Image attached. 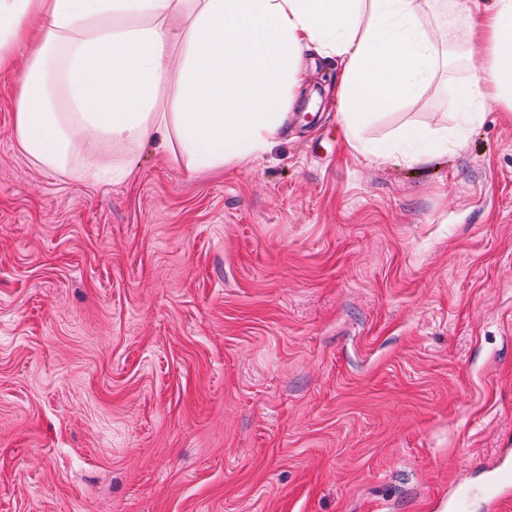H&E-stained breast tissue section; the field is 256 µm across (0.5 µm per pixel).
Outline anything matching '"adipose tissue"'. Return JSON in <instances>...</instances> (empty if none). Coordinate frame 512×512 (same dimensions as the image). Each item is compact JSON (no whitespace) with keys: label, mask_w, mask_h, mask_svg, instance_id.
<instances>
[{"label":"adipose tissue","mask_w":512,"mask_h":512,"mask_svg":"<svg viewBox=\"0 0 512 512\" xmlns=\"http://www.w3.org/2000/svg\"><path fill=\"white\" fill-rule=\"evenodd\" d=\"M431 0H0V70L30 50L13 130L42 167L71 166L80 145L156 142L194 171L248 164L284 136L303 54L336 60L346 142L427 87L439 57ZM481 62L459 84L453 133L415 141L419 162L462 147L486 105L512 109V0H451ZM171 88L169 109L159 92Z\"/></svg>","instance_id":"adipose-tissue-1"}]
</instances>
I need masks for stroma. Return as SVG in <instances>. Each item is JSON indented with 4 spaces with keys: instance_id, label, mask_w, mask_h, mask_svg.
<instances>
[{
    "instance_id": "35a3bbf8",
    "label": "stroma",
    "mask_w": 512,
    "mask_h": 512,
    "mask_svg": "<svg viewBox=\"0 0 512 512\" xmlns=\"http://www.w3.org/2000/svg\"><path fill=\"white\" fill-rule=\"evenodd\" d=\"M448 61L346 144L340 67L305 55L286 136L190 173L137 149L120 182L49 170L0 72V512H493L512 449V115L453 128ZM401 138L418 142V147L411 155L413 162L427 161L435 153H448V131L436 134L435 142H428L426 137L418 132L404 130L400 134ZM510 465L507 463L505 472L498 475L493 479L486 488L487 496L490 499V503L493 510L496 512H507L511 510V499L500 487L504 484H508L511 481V474L509 473Z\"/></svg>"
}]
</instances>
